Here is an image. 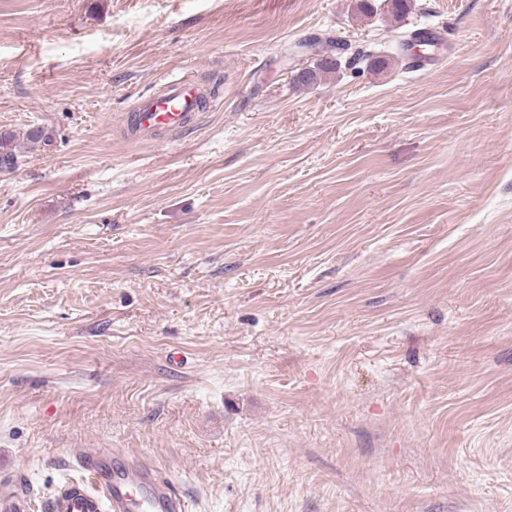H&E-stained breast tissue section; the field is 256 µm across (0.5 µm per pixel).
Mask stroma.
I'll list each match as a JSON object with an SVG mask.
<instances>
[{
    "mask_svg": "<svg viewBox=\"0 0 512 512\" xmlns=\"http://www.w3.org/2000/svg\"><path fill=\"white\" fill-rule=\"evenodd\" d=\"M371 2L0 0V471L37 504L117 448L188 512H512V0ZM324 35L357 64L296 84ZM182 77L190 131L127 125Z\"/></svg>",
    "mask_w": 512,
    "mask_h": 512,
    "instance_id": "stroma-1",
    "label": "stroma"
}]
</instances>
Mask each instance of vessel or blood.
<instances>
[{"label":"vessel or blood","instance_id":"1","mask_svg":"<svg viewBox=\"0 0 512 512\" xmlns=\"http://www.w3.org/2000/svg\"><path fill=\"white\" fill-rule=\"evenodd\" d=\"M198 84L181 81L143 98L128 116L139 133L175 136L190 128L200 109ZM81 480L67 484L47 512H187L171 481L150 458L130 461L123 453L84 448L77 454ZM30 493L16 479L0 476V512H33Z\"/></svg>","mask_w":512,"mask_h":512}]
</instances>
